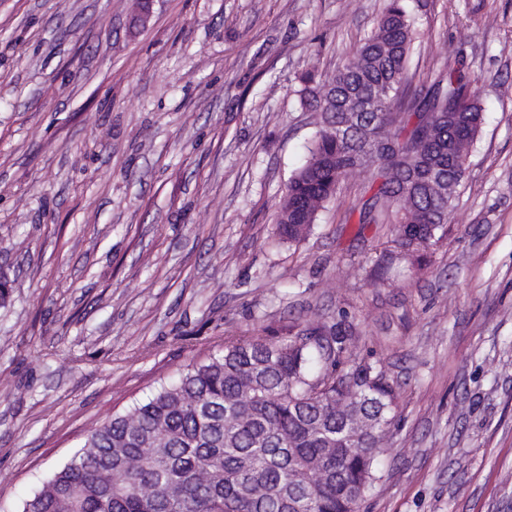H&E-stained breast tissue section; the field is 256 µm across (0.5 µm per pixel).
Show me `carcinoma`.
<instances>
[{
	"instance_id": "obj_1",
	"label": "carcinoma",
	"mask_w": 512,
	"mask_h": 512,
	"mask_svg": "<svg viewBox=\"0 0 512 512\" xmlns=\"http://www.w3.org/2000/svg\"><path fill=\"white\" fill-rule=\"evenodd\" d=\"M415 35L404 0H387L331 79L302 77L320 128L288 181L281 239H304L355 168L368 174L358 224L395 225L419 259L445 236L484 108L462 55L412 86ZM352 335L340 320L225 346L94 428L23 512H298L307 495L309 512H360L395 389L377 364L350 362ZM356 419L369 428L355 439Z\"/></svg>"
}]
</instances>
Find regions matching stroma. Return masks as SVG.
I'll return each mask as SVG.
<instances>
[{
  "label": "stroma",
  "instance_id": "obj_1",
  "mask_svg": "<svg viewBox=\"0 0 512 512\" xmlns=\"http://www.w3.org/2000/svg\"><path fill=\"white\" fill-rule=\"evenodd\" d=\"M385 0H0V512L89 432L257 336L351 322L396 391L365 512H512V0H407L408 71L481 89L446 237L421 262L358 226L275 216L332 77Z\"/></svg>",
  "mask_w": 512,
  "mask_h": 512
}]
</instances>
